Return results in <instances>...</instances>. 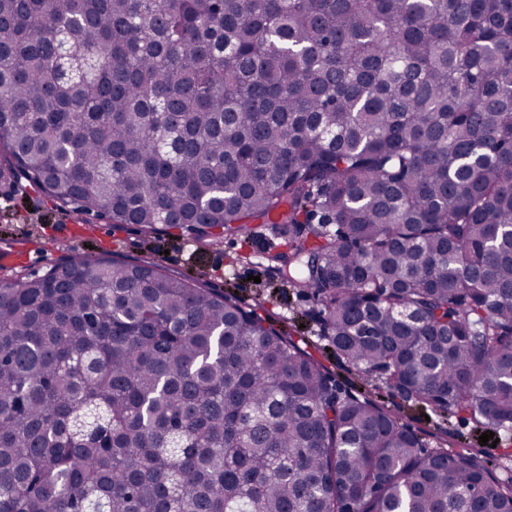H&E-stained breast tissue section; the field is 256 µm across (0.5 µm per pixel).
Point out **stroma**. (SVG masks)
I'll use <instances>...</instances> for the list:
<instances>
[{"instance_id":"stroma-1","label":"stroma","mask_w":512,"mask_h":512,"mask_svg":"<svg viewBox=\"0 0 512 512\" xmlns=\"http://www.w3.org/2000/svg\"><path fill=\"white\" fill-rule=\"evenodd\" d=\"M282 244L280 235L269 229L248 242L227 236L203 249L184 228L147 236L133 224L80 221L32 190L0 198V277H38L69 257L91 252L120 259L157 260L169 271L202 278L222 291L237 292L246 304L262 303L277 325L329 370L342 390L361 392L384 404L430 446L441 445L451 452L480 448L493 475L511 479L512 430L497 431L496 446L481 445L479 438L485 428L467 414L449 416L407 400L383 380H364L341 359L330 356L315 299L298 293L267 268V255L280 250Z\"/></svg>"}]
</instances>
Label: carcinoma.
Here are the masks:
<instances>
[{
	"label": "carcinoma",
	"mask_w": 512,
	"mask_h": 512,
	"mask_svg": "<svg viewBox=\"0 0 512 512\" xmlns=\"http://www.w3.org/2000/svg\"><path fill=\"white\" fill-rule=\"evenodd\" d=\"M0 176L204 247L272 225L347 367L512 429V0H0ZM0 512H512V479L234 295L87 255L0 278Z\"/></svg>",
	"instance_id": "1"
}]
</instances>
